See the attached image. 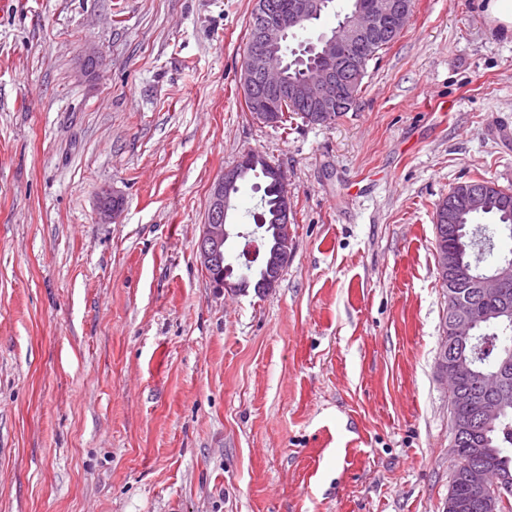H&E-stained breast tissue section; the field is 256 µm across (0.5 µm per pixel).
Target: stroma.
I'll return each mask as SVG.
<instances>
[{"mask_svg":"<svg viewBox=\"0 0 512 512\" xmlns=\"http://www.w3.org/2000/svg\"><path fill=\"white\" fill-rule=\"evenodd\" d=\"M252 8L0 0V512H445L435 214L512 188V39L481 0H413L350 112L272 127ZM247 150L293 198L264 294L195 258Z\"/></svg>","mask_w":512,"mask_h":512,"instance_id":"35a3bbf8","label":"stroma"}]
</instances>
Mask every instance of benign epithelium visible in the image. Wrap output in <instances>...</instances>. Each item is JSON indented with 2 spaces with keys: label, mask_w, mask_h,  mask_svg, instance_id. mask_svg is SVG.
<instances>
[{
  "label": "benign epithelium",
  "mask_w": 512,
  "mask_h": 512,
  "mask_svg": "<svg viewBox=\"0 0 512 512\" xmlns=\"http://www.w3.org/2000/svg\"><path fill=\"white\" fill-rule=\"evenodd\" d=\"M257 21L254 27V46L243 55L241 85L244 101L251 118L260 124L271 125L278 119L271 110V100L287 96L294 101L313 108L317 118L327 119L335 108L334 93L341 92L347 97L354 95L360 82L359 71L348 57L359 53L369 39L379 30L397 33L405 28L409 4L407 0H368L364 7H357L350 15L335 26L331 32L320 37L319 66L310 79L290 83L283 75L282 45L294 32L318 17L328 6V0H294L291 10L283 13L278 0H255ZM273 178L282 188L281 237L274 250V259L281 266L288 264L292 255L291 194L284 171L270 165ZM240 169L233 167L213 184L207 212L196 245V256L200 266L211 279L214 287L236 290L239 285L231 283L224 275V239L230 236L229 225L224 223L228 205L225 190L235 184ZM489 193L479 186L465 191L462 207L470 211L484 209ZM123 210L122 203L108 191L99 196L98 215L100 220H114ZM438 269L457 274L466 272L464 257L455 249L441 253L437 259ZM512 281V263L504 262L491 275L474 279L477 300L465 302L453 292L448 293V316L445 317V331L456 344L462 346L471 336L472 329L493 318V315L512 316V303L506 297L505 285ZM440 373L456 381L472 374V365L456 350L448 352V346L440 347L437 355ZM512 374V354L503 358L499 372L486 380L484 389L470 391L459 397L467 410L484 423L498 418L504 407L512 404V390L507 385ZM468 485L470 501L466 502L448 491L446 512H465L474 502L482 512H500L501 507L512 497V480L491 476L488 467L474 463L463 471Z\"/></svg>",
  "instance_id": "1"
}]
</instances>
